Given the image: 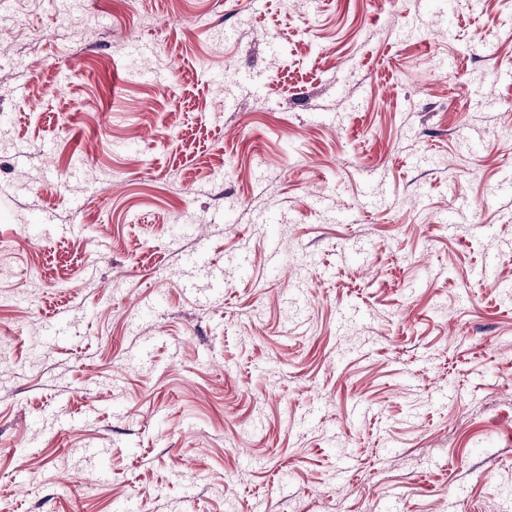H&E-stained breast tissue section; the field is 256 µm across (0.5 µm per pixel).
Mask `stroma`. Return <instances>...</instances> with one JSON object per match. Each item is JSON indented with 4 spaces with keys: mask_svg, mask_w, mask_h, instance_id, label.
<instances>
[{
    "mask_svg": "<svg viewBox=\"0 0 512 512\" xmlns=\"http://www.w3.org/2000/svg\"><path fill=\"white\" fill-rule=\"evenodd\" d=\"M130 501L512 512V0H0V512Z\"/></svg>",
    "mask_w": 512,
    "mask_h": 512,
    "instance_id": "1",
    "label": "stroma"
}]
</instances>
